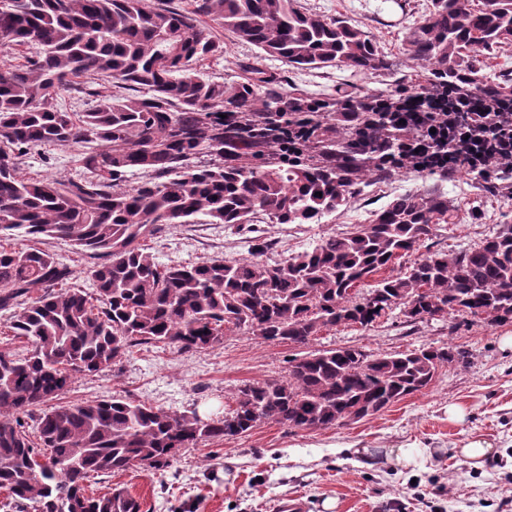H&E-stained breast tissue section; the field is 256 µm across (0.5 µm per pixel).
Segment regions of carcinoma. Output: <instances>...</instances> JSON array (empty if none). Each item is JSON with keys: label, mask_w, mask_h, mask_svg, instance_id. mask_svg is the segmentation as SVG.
<instances>
[{"label": "carcinoma", "mask_w": 512, "mask_h": 512, "mask_svg": "<svg viewBox=\"0 0 512 512\" xmlns=\"http://www.w3.org/2000/svg\"><path fill=\"white\" fill-rule=\"evenodd\" d=\"M203 16L294 68L381 76L393 67L367 32L299 0H194L191 10L0 0V50H34L0 68V311L10 313L11 335L31 343L23 356L0 351V489L14 512H141L124 491L91 496L84 482L135 464L166 467L183 448L265 421L323 429L373 416L467 358L451 347L317 350L295 360L288 381L246 383L232 411L209 418L114 396L41 410L74 375L102 371L137 345L200 351L232 327L305 346L396 309L413 323L456 314L512 323L511 224L390 273L450 223L454 208L441 193L398 195L366 223L272 263L265 242L249 259L173 264L144 245L197 215L229 226L315 224L367 180L412 170L468 176L512 199V82L468 61L512 47V0H431L405 32L403 52L418 65L407 83L334 98L271 92L254 69L230 87L201 79L197 63L222 53ZM100 75L116 91L86 92L96 98L89 110L58 102L75 79ZM225 112H286L288 127L306 132L285 165L266 141L224 124ZM51 145L80 148L78 173L20 174V160ZM130 172L144 180L120 187ZM40 236L92 259V287L69 285L70 267L49 252L12 244ZM36 410L32 434L21 417Z\"/></svg>", "instance_id": "obj_1"}]
</instances>
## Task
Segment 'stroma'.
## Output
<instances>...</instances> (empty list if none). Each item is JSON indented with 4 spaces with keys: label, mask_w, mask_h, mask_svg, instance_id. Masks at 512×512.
Listing matches in <instances>:
<instances>
[{
    "label": "stroma",
    "mask_w": 512,
    "mask_h": 512,
    "mask_svg": "<svg viewBox=\"0 0 512 512\" xmlns=\"http://www.w3.org/2000/svg\"><path fill=\"white\" fill-rule=\"evenodd\" d=\"M329 17L341 16L373 36L393 59V68L374 78L346 69H295L266 56L214 26L223 44L220 56L205 60L202 78L230 85L251 65L271 77L281 92L294 88L327 97L337 88L392 89L414 72L402 51L404 27L428 7L429 0H301ZM28 177H64L78 168L72 147L35 149L21 165ZM422 190L443 193L456 208L455 223L426 241V249L457 250L512 224V201L494 195L466 177L448 181L439 174L401 173L387 181L371 180L346 208L318 224H265L254 227L192 223L165 227L148 242L160 263L210 258L250 257L255 239L271 243L269 258L312 248L322 237L367 221L372 211L394 196ZM512 324L493 325L469 316L409 323L394 313L372 326L340 327L320 333L305 347L257 339L235 328L215 347L181 352L171 346L141 345L95 374L75 375L60 403L94 401L105 395L130 396L170 411L196 409L201 417L228 412L237 389L247 383L284 381L290 362L319 349L354 347L389 354L422 347H458L466 365L443 368L428 388L407 395L383 411L326 429H298L260 423L249 433L205 441L180 450L164 470L143 465L107 478H94L87 494L118 487L141 504V512H274L293 497L307 512H502L499 491L512 484ZM463 408L462 421L449 420L451 406ZM494 443L496 459L472 465L456 447L466 438ZM420 442L433 455L414 470L392 466L390 449ZM368 449V457L356 448Z\"/></svg>",
    "instance_id": "35a3bbf8"
}]
</instances>
